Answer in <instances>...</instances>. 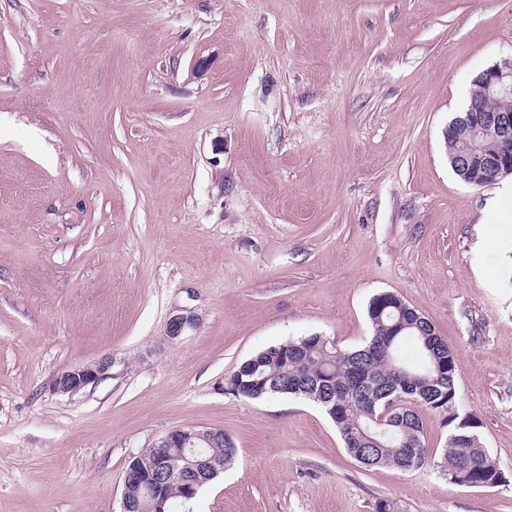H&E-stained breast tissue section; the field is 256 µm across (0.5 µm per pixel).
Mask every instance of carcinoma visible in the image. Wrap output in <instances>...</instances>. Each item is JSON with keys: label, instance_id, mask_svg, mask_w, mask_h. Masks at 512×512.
<instances>
[{"label": "carcinoma", "instance_id": "1", "mask_svg": "<svg viewBox=\"0 0 512 512\" xmlns=\"http://www.w3.org/2000/svg\"><path fill=\"white\" fill-rule=\"evenodd\" d=\"M371 336L353 348L332 346L330 338L312 334L264 349L230 374L229 394L246 399L293 396L318 405L334 423L347 452L364 468L392 467L410 472L432 465L453 478L484 484L501 474L484 448L479 424L459 411L456 351L419 310L393 292L371 298L367 307ZM413 342L421 361L413 366L403 346ZM395 398L388 423L377 428L369 414ZM452 426L440 456L430 453L424 415ZM203 458L226 467L237 459L232 437L203 444Z\"/></svg>", "mask_w": 512, "mask_h": 512}]
</instances>
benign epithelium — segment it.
<instances>
[{"label":"benign epithelium","instance_id":"1","mask_svg":"<svg viewBox=\"0 0 512 512\" xmlns=\"http://www.w3.org/2000/svg\"><path fill=\"white\" fill-rule=\"evenodd\" d=\"M481 97L471 101L468 111L480 113L475 120H466L459 124L463 136L476 142L492 139L497 143L493 156H484L469 148H462L453 159V165L459 172L460 180L472 187L489 186L506 176H512V113L491 111L484 106L486 99L512 98V58L505 59L483 70L478 78ZM196 324L188 316L176 315L169 319L167 336L176 340L184 331ZM112 361H101L72 367L58 373L50 383L53 393L73 397L90 385L102 380ZM224 434V430L197 426L176 427L169 430L158 441L160 448L183 449V465L172 463L168 457L158 455L147 465L133 464L126 470L123 491V512H134L130 500L129 485L135 483L144 491V496L159 506L158 512H166L164 505L168 500L167 487L173 483L183 487V498L191 500L198 494L199 488L207 482L195 469L200 454V443L208 442L211 437Z\"/></svg>","mask_w":512,"mask_h":512}]
</instances>
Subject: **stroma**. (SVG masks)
<instances>
[{
	"mask_svg": "<svg viewBox=\"0 0 512 512\" xmlns=\"http://www.w3.org/2000/svg\"><path fill=\"white\" fill-rule=\"evenodd\" d=\"M511 56L512 0H0V512H122L185 426L239 460L178 512H512V177L464 184L444 139ZM383 291L455 349L503 483L368 470L314 403L224 392L362 344ZM111 364L112 361L105 358L92 364L64 370L52 379L50 389L54 394L73 397L89 385L96 384L102 380Z\"/></svg>",
	"mask_w": 512,
	"mask_h": 512,
	"instance_id": "1",
	"label": "stroma"
}]
</instances>
